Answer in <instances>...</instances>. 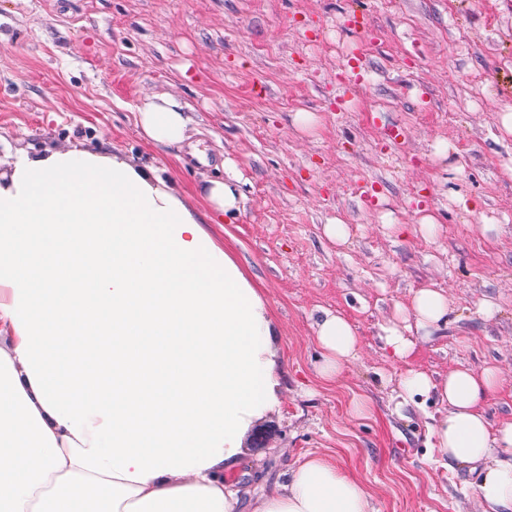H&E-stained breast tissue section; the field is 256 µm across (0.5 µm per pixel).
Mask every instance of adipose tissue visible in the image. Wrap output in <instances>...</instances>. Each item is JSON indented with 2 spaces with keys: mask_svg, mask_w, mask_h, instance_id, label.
Listing matches in <instances>:
<instances>
[{
  "mask_svg": "<svg viewBox=\"0 0 512 512\" xmlns=\"http://www.w3.org/2000/svg\"><path fill=\"white\" fill-rule=\"evenodd\" d=\"M191 122L175 97L136 108L158 147L183 145ZM224 172L202 214L112 152L20 155L0 173V512H374L316 455L258 497L240 486L246 436L279 407L281 382L264 298L203 227L240 210L241 176ZM451 305L415 290L381 328L392 356L409 359ZM315 340L325 379L358 355L340 313ZM499 385L492 366L440 382L410 369L399 395L438 394L434 448L478 471L491 512H512V422L492 428L481 408Z\"/></svg>",
  "mask_w": 512,
  "mask_h": 512,
  "instance_id": "obj_1",
  "label": "adipose tissue"
}]
</instances>
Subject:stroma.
Masks as SVG:
<instances>
[{"label":"stroma","mask_w":512,"mask_h":512,"mask_svg":"<svg viewBox=\"0 0 512 512\" xmlns=\"http://www.w3.org/2000/svg\"><path fill=\"white\" fill-rule=\"evenodd\" d=\"M357 11L379 43L339 113L336 74L366 39L349 24ZM164 95L191 111L188 145L157 149L136 132V106ZM299 112L316 128L297 126ZM509 113L512 0H0V171L19 151H116L197 207L224 161L240 170V211L207 230L276 323L282 403L245 461L258 492L318 454L375 512H485L475 473L444 466L430 441L445 405L432 393L399 411L395 396L408 369L439 381L490 364L501 387L482 408L492 427L512 422ZM394 125L407 130L397 146ZM194 146L206 162L189 158ZM357 182L373 184L372 202L352 194ZM428 215L434 239L419 230ZM332 218L351 229L344 245L323 234ZM430 284L452 300L447 327L415 337L409 360L389 358L381 326ZM326 310L359 339L333 382L317 372ZM359 397L373 411L350 417Z\"/></svg>","instance_id":"stroma-1"}]
</instances>
